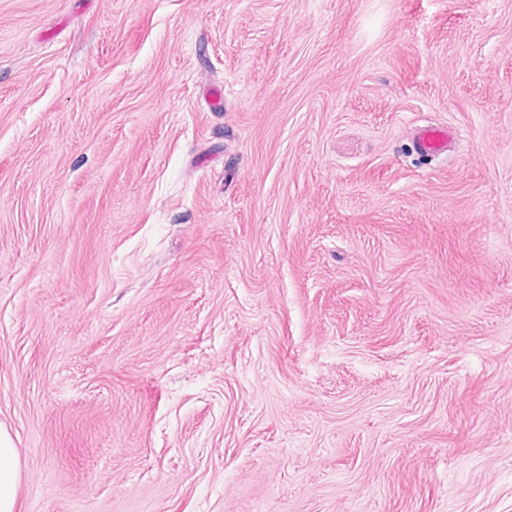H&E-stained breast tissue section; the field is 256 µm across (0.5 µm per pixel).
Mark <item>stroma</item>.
I'll return each mask as SVG.
<instances>
[{"instance_id":"1","label":"stroma","mask_w":512,"mask_h":512,"mask_svg":"<svg viewBox=\"0 0 512 512\" xmlns=\"http://www.w3.org/2000/svg\"><path fill=\"white\" fill-rule=\"evenodd\" d=\"M0 428L21 512H512V0H0ZM448 129L434 126L422 127L416 135L421 152L428 156H440L447 151Z\"/></svg>"}]
</instances>
